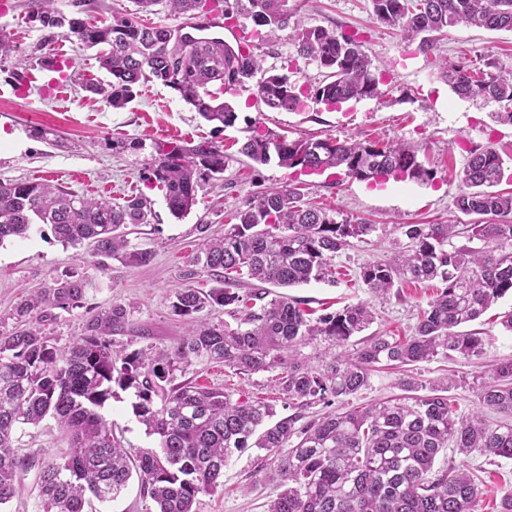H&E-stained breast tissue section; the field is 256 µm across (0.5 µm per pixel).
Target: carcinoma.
I'll list each match as a JSON object with an SVG mask.
<instances>
[{
  "mask_svg": "<svg viewBox=\"0 0 512 512\" xmlns=\"http://www.w3.org/2000/svg\"><path fill=\"white\" fill-rule=\"evenodd\" d=\"M140 11L164 6L173 15L217 13L224 21L249 19L266 40L293 26L299 56L327 70L309 90L317 106L384 95L372 57L355 34L311 27L288 9V0H132ZM376 20L400 29L430 55L448 28L466 24L512 31V0H371ZM29 16L48 29H61L87 48L98 49L100 68L111 76L91 87L114 109L130 103L137 87L157 81L179 93L205 120L222 128L244 121L240 153L250 160L300 172L340 169L360 181L409 179L426 182L434 172L418 151L402 143L333 138L290 140L258 129L220 100L253 78L260 63L246 39L173 40L174 30L140 23L136 13L90 24L67 16L56 0H28ZM486 69L471 72L462 64H439L441 76L462 98L481 97L502 105L494 113L512 124V78ZM263 104L291 111L299 97L286 73H265L257 86ZM226 156L214 143L175 145L161 150L146 180L164 191L170 213L184 216L198 204L199 180L224 174ZM507 167L490 146L469 152L455 206L480 220L457 224H404V242L388 261L369 262L360 278L376 296L395 283L439 281L415 332L406 338L370 336L352 355L332 354L318 365L298 357V347L321 341L327 350L343 347L372 323L363 302L313 319L301 301L286 295L267 299L264 288L242 296V278L291 288L331 275L333 260L376 231L375 225L335 214L304 201L301 186L266 188L237 208L224 235L204 236L187 263L191 277L202 271L218 286L179 288L173 313L186 319L183 338L171 349L128 352L113 336L128 331L129 314L121 304L97 307L81 335L58 346L45 323L79 306L88 280L71 277L51 284L14 309L16 325L0 331V507L21 490L19 476L37 470L38 512H93L91 500L116 499L137 480L144 512H198L199 496L224 486V467L234 452L264 450L272 458L264 481L276 494L268 512H477L480 490L465 468L435 469L449 446L512 459V358L491 365L479 387L481 405L508 420L495 425L479 415L458 416L448 402V384L426 387L401 382L403 394L360 410L326 412L299 423L300 414L271 422L273 407L263 401L233 400L220 388L192 382L173 384L174 372L193 364H224L240 373L279 368L274 386L288 404L307 409L318 403H344L368 387L382 362L406 366L439 355L471 358L483 353L482 337L458 327L478 320L498 299L512 293V193L494 190ZM153 212L140 195L123 204L79 195L61 185L0 181V245L24 238L37 224H49L58 241L94 244V256L119 257L146 264L148 250H128L123 229L149 224ZM466 244L455 246L452 238ZM261 301L259 309L248 308ZM243 304L236 326L212 323L204 312L215 306ZM135 389L132 409L157 439V447L130 457L114 435L103 409L115 389ZM52 416L68 436L60 458L19 453L18 432Z\"/></svg>",
  "mask_w": 512,
  "mask_h": 512,
  "instance_id": "cac0c4a2",
  "label": "carcinoma"
}]
</instances>
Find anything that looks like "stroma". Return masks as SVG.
Instances as JSON below:
<instances>
[{"label":"stroma","instance_id":"35a3bbf8","mask_svg":"<svg viewBox=\"0 0 512 512\" xmlns=\"http://www.w3.org/2000/svg\"><path fill=\"white\" fill-rule=\"evenodd\" d=\"M6 2L7 11H0V28L11 34L18 57L25 59L27 77L17 79L12 61H0V181H48L115 203L141 195L150 200L154 217L151 223L129 229L131 247L153 253L145 266L117 259L96 261L91 245H62L43 224L28 238L5 242L0 246L2 331L11 329L13 308L32 290L77 274L88 279L91 288L82 306L47 324V334L58 345L81 334L91 308L116 302L126 307L135 327L133 333L119 338L126 350L172 348L183 336L186 323L173 314L170 302L184 284L186 258L198 248L203 234L222 233L230 212L255 192L299 180L313 205L375 224L376 230L365 241H353L336 257L334 283L313 281L288 289V296L320 312L364 302L373 313L369 334L412 335L421 311L436 292L434 283H399L381 298L360 280L361 266L392 257L395 242L402 238L401 225L465 222L454 199L469 151L490 146L503 158L512 159V126L491 117L498 104L457 96L438 71L439 61L446 60L475 68L491 61L498 71L512 72V31L453 26L434 54L427 56L415 43L405 41L399 30L376 21L370 0H288L289 10L308 25L358 34L382 79L384 97L352 101L333 112L310 103L278 112L259 100L257 82L251 79L224 99L241 115L260 120L263 127L292 140L331 137L402 142L418 149L422 164L434 172L433 181L427 183L391 180L375 184L329 171L303 177L274 163L254 164L238 152L245 139L241 127L224 129L204 121L176 91L157 82L140 85L126 108L112 110L84 88L85 83L107 77L95 50L30 21L24 0ZM57 6L89 22L106 21L133 8L131 0H57ZM292 34L289 28L279 31L274 43L257 42L255 52L262 70L287 73L296 86L307 89L318 84L325 72L297 54ZM47 56L67 63L63 92L52 87L60 73L44 64ZM203 141L223 147L227 157L224 178L202 180L192 212L174 218L163 191L145 181L144 168L159 148ZM510 311L512 296L507 295L469 323V330L485 340L481 356L449 359L440 355L406 372L376 368L368 387L350 398V407L362 408L396 395L400 382L410 377L426 385L446 378L458 415L496 421V413L482 407L477 393L487 366L512 357V333L500 324L502 315ZM142 328L147 329V336H139ZM276 375L273 369L240 374L221 364H196L176 373L174 381L218 387L236 400L268 402L280 419L294 409L275 391ZM135 400L134 390L129 389L119 392L105 408L115 434L132 454L156 444L132 412ZM463 461L478 477L477 512H499L502 498L512 494V460L478 454L465 458L448 450L440 454L437 464ZM260 467L258 449L234 453L224 469L223 490L201 496L199 512H266L272 489L253 483Z\"/></svg>","mask_w":512,"mask_h":512}]
</instances>
